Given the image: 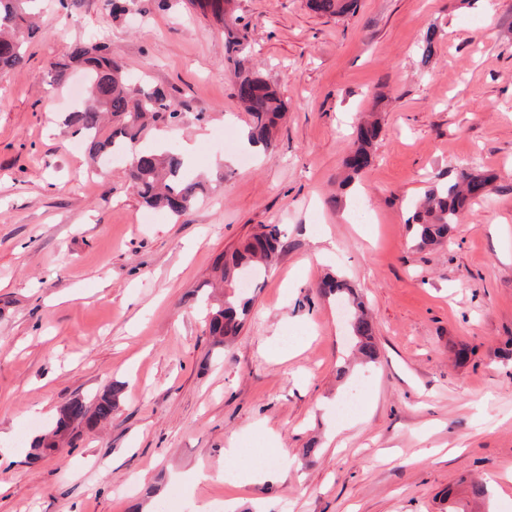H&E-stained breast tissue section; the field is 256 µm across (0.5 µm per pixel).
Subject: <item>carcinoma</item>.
<instances>
[{"label":"carcinoma","instance_id":"cac0c4a2","mask_svg":"<svg viewBox=\"0 0 512 512\" xmlns=\"http://www.w3.org/2000/svg\"><path fill=\"white\" fill-rule=\"evenodd\" d=\"M34 0H0V72L24 63L23 47L35 32L30 13ZM313 11L328 18H342L355 12L357 0H309ZM222 24L229 72L235 86L245 87L248 94L238 101L249 115L247 137L255 144L269 147L274 133L288 111V104L273 84L255 70L245 29L239 27L232 0H191ZM438 30L430 27L420 45V62L428 65L436 54ZM83 70L86 78L84 101L64 118V124L80 136L88 154L96 158L115 151L129 155V186L142 202L153 209L180 217L191 210L205 191L204 184L185 173L181 153L137 149L151 129L175 125L181 118V104L166 90L146 81H135L119 60L112 57L103 42L77 43L66 59L50 64L49 83H69L74 69ZM381 132L376 120H367L357 129L356 147L347 157L349 178L361 174L371 163L373 150ZM491 178L479 171L463 172L452 184L434 185L414 204L407 226L413 247L422 250L448 240L452 226L468 204L490 195ZM281 231L275 224H262L245 242L224 255L217 267L224 280V298L215 299L207 312V332L215 348L238 336L250 311L252 298L237 289L244 275L253 277L282 250ZM351 332L358 352L369 361L377 360L373 324L363 302L352 299ZM121 387L97 398L94 407L74 399L65 405L53 427L36 438L33 457L40 458L60 446L70 430L80 426L92 429L112 419Z\"/></svg>","mask_w":512,"mask_h":512}]
</instances>
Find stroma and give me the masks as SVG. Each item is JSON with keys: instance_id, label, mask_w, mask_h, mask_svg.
<instances>
[{"instance_id": "1", "label": "stroma", "mask_w": 512, "mask_h": 512, "mask_svg": "<svg viewBox=\"0 0 512 512\" xmlns=\"http://www.w3.org/2000/svg\"><path fill=\"white\" fill-rule=\"evenodd\" d=\"M237 6L288 103L269 149L246 151L224 36L190 0L118 16L43 0L25 62L0 74V512H512V0H359L339 21L307 0ZM97 33L182 105L167 143L206 192L181 217L141 204L127 160L94 176L72 145L77 98L45 74ZM373 109L372 164L340 189ZM475 167L493 192L447 246L413 248V203ZM263 224L284 249L239 336L210 349L212 268ZM329 276L369 308L378 349L344 376ZM115 383L110 422L31 459L65 404ZM355 388L360 409L337 415ZM230 448L273 478L245 482Z\"/></svg>"}]
</instances>
